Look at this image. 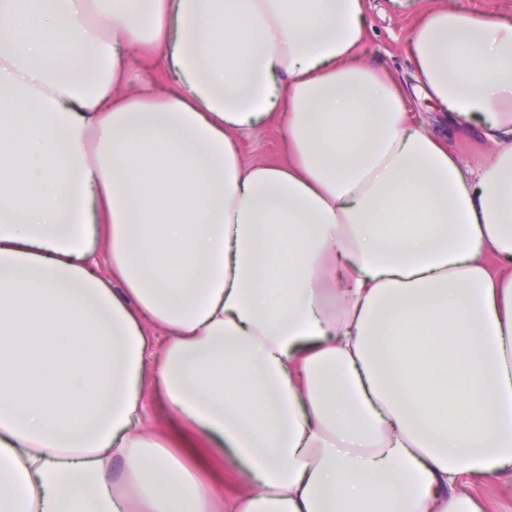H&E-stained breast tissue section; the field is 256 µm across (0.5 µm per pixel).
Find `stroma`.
<instances>
[{
    "mask_svg": "<svg viewBox=\"0 0 512 512\" xmlns=\"http://www.w3.org/2000/svg\"><path fill=\"white\" fill-rule=\"evenodd\" d=\"M367 40L363 45V61L386 71L404 91L416 86V71L409 42L419 19L428 11L447 7L475 12H495L512 17V0H365ZM409 109L415 124L448 145L473 167L488 163L493 155L480 123L458 124L452 113L435 101L412 96ZM245 158L280 163L285 150L280 129L274 124L254 127L241 140Z\"/></svg>",
    "mask_w": 512,
    "mask_h": 512,
    "instance_id": "obj_1",
    "label": "stroma"
}]
</instances>
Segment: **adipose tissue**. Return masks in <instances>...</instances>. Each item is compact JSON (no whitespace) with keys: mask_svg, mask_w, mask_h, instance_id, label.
Segmentation results:
<instances>
[{"mask_svg":"<svg viewBox=\"0 0 512 512\" xmlns=\"http://www.w3.org/2000/svg\"><path fill=\"white\" fill-rule=\"evenodd\" d=\"M365 32L364 0H0V512H214L150 396L245 474L225 512H484L512 477V23L410 40L478 169ZM272 121L287 162L244 160ZM143 425L152 429L157 440L166 448L184 458L187 463H193L184 450L172 439L165 414L159 409L158 405L152 401L149 402V417L147 420H143ZM471 492L481 500L485 512H512L511 477L480 478Z\"/></svg>","mask_w":512,"mask_h":512,"instance_id":"adipose-tissue-1","label":"adipose tissue"}]
</instances>
